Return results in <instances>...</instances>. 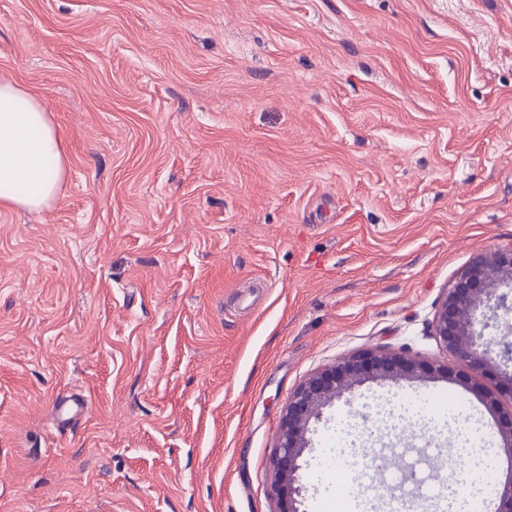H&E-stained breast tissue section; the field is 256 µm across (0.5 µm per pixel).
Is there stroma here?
I'll return each mask as SVG.
<instances>
[{
  "instance_id": "obj_1",
  "label": "stroma",
  "mask_w": 512,
  "mask_h": 512,
  "mask_svg": "<svg viewBox=\"0 0 512 512\" xmlns=\"http://www.w3.org/2000/svg\"><path fill=\"white\" fill-rule=\"evenodd\" d=\"M0 73L68 154L0 210V512H282L291 393L374 346L448 374L325 409L304 512L346 496L343 419L359 469L387 445L374 399L454 416L415 448L497 439L512 399L431 322L512 244V0H0Z\"/></svg>"
}]
</instances>
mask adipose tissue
Wrapping results in <instances>:
<instances>
[{
    "label": "adipose tissue",
    "instance_id": "adipose-tissue-1",
    "mask_svg": "<svg viewBox=\"0 0 512 512\" xmlns=\"http://www.w3.org/2000/svg\"><path fill=\"white\" fill-rule=\"evenodd\" d=\"M66 165L59 126L38 96L0 75V209L36 211L58 196Z\"/></svg>",
    "mask_w": 512,
    "mask_h": 512
}]
</instances>
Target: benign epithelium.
<instances>
[{"instance_id": "7a95c632", "label": "benign epithelium", "mask_w": 512, "mask_h": 512, "mask_svg": "<svg viewBox=\"0 0 512 512\" xmlns=\"http://www.w3.org/2000/svg\"><path fill=\"white\" fill-rule=\"evenodd\" d=\"M502 286L512 288V244L490 256L473 257L457 273L432 321V336L439 345L478 376L492 368L486 337L489 322L478 315L499 306L494 292ZM436 372L446 373L448 367L408 360L387 347H374L319 369L300 382L284 408L272 460V486L287 504L282 512H300L297 504L303 485L298 460L310 447L306 437L309 424L319 419L336 397L367 382H409ZM491 493L498 499V512H512V472L495 484Z\"/></svg>"}]
</instances>
